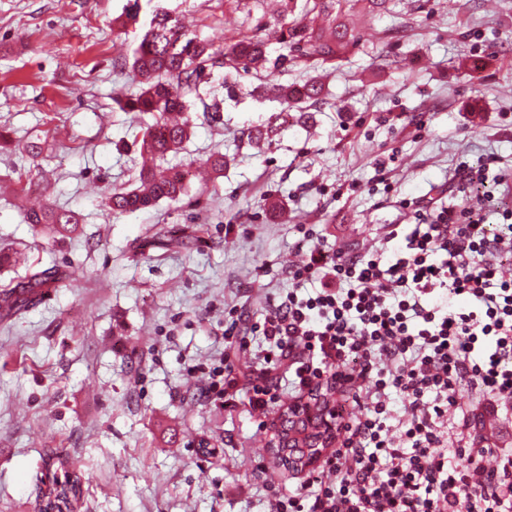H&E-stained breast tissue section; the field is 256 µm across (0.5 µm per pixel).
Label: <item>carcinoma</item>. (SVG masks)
Masks as SVG:
<instances>
[{
    "label": "carcinoma",
    "mask_w": 512,
    "mask_h": 512,
    "mask_svg": "<svg viewBox=\"0 0 512 512\" xmlns=\"http://www.w3.org/2000/svg\"><path fill=\"white\" fill-rule=\"evenodd\" d=\"M140 0H131L121 14L112 19V27L125 31L137 21ZM353 0H285V12L291 20L280 25V40L287 53L270 60L265 42L256 35H243L227 46L216 48L192 36L178 19L157 5L145 31L137 36L129 64V77L137 91L121 102L124 112L134 113L143 125L141 153L153 164L140 169L137 185L112 192L105 206L114 215L134 214L157 205L162 200L178 201L187 195L188 185L181 171L165 165L167 156L185 149L192 124L186 115L193 94L203 81L207 67L231 71H255L266 64L283 65L289 61L306 66L333 63L348 43V29L342 22L352 9ZM321 20L332 30L326 37L315 31L312 23ZM325 85L313 77L302 84L279 87L277 98L282 112H305L323 103ZM151 115L152 122H143ZM25 222L39 226L52 237L65 236L81 223L79 213L45 204L25 212ZM60 279L54 267L36 270L18 288L0 290V320L9 321L21 315L33 301V295L50 281ZM46 473L34 489L39 512H81L84 495L81 473L62 448L43 449Z\"/></svg>",
    "instance_id": "1"
}]
</instances>
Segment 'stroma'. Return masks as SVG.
<instances>
[{
  "mask_svg": "<svg viewBox=\"0 0 512 512\" xmlns=\"http://www.w3.org/2000/svg\"><path fill=\"white\" fill-rule=\"evenodd\" d=\"M127 0H0V289L56 266L61 281L0 322V512H37L40 451L66 449L83 475V512H274L268 480L297 481L269 451L262 417L204 402L188 374L224 347L233 307L261 320L267 295L302 259L299 227L348 249L407 223L398 196L449 191L460 163L512 168V0H393L353 10L333 64L213 70L191 99L179 202L113 217L106 195L134 184L139 127L117 106L132 93L115 62L134 32L112 19ZM214 45L260 31L271 56L282 0H162ZM321 75L326 103L280 120L278 87ZM273 127L262 145L250 134ZM48 137L39 174L20 144ZM224 153L219 178L196 159ZM394 193H387V186ZM52 203L83 218L51 240L23 214ZM461 435L512 455V413L460 391ZM265 471H258V464Z\"/></svg>",
  "mask_w": 512,
  "mask_h": 512,
  "instance_id": "stroma-1",
  "label": "stroma"
}]
</instances>
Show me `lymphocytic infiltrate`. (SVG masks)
Segmentation results:
<instances>
[{
    "label": "lymphocytic infiltrate",
    "instance_id": "lymphocytic-infiltrate-1",
    "mask_svg": "<svg viewBox=\"0 0 512 512\" xmlns=\"http://www.w3.org/2000/svg\"><path fill=\"white\" fill-rule=\"evenodd\" d=\"M493 163L461 164L456 191L487 188L489 203L511 195L512 176L492 173ZM399 206L412 223L390 225L375 244L331 251L304 233L296 242L303 265L289 269V287L270 293L252 327L261 349L251 350L233 315L217 362L188 370L204 401L245 404L264 417L286 399L334 389L343 433L294 492L272 487L275 512H512V460L443 437L462 421V383L489 403L512 404V274L503 263L512 256V209L493 225L465 201L403 198ZM248 351L258 365L245 376L236 359ZM395 393L405 412L396 428Z\"/></svg>",
    "mask_w": 512,
    "mask_h": 512
}]
</instances>
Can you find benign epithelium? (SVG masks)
Segmentation results:
<instances>
[{
    "mask_svg": "<svg viewBox=\"0 0 512 512\" xmlns=\"http://www.w3.org/2000/svg\"><path fill=\"white\" fill-rule=\"evenodd\" d=\"M337 423L331 395L288 405L268 423L270 448L289 471H307L334 448Z\"/></svg>",
    "mask_w": 512,
    "mask_h": 512,
    "instance_id": "7a95c632",
    "label": "benign epithelium"
}]
</instances>
